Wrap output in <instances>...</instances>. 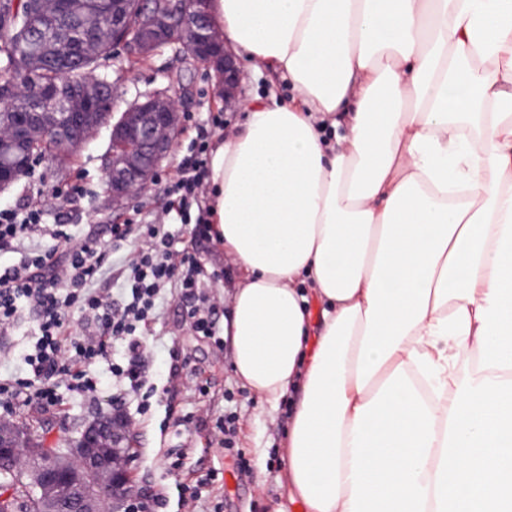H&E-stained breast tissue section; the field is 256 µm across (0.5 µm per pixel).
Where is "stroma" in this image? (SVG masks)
Masks as SVG:
<instances>
[{
  "label": "stroma",
  "mask_w": 512,
  "mask_h": 512,
  "mask_svg": "<svg viewBox=\"0 0 512 512\" xmlns=\"http://www.w3.org/2000/svg\"><path fill=\"white\" fill-rule=\"evenodd\" d=\"M239 64L244 80L241 102L233 112L224 109V95L215 75L170 46L159 48L146 59L117 50L111 58L100 61L99 71L112 84L113 111H124L141 94L164 90L175 98L181 115L204 125L221 119L225 134L230 135L239 130L251 104L285 103L290 99L287 77L270 67L254 69L252 62L244 58ZM189 140V132L175 133L171 153L157 183L136 190L122 209H113L106 190L105 167L112 147L110 131L106 128L100 129L88 143L75 147L65 164H58L51 152L36 154L33 177H20L9 193L0 196V206L23 205L33 190H40L47 221L54 224L62 210L60 200L53 196L54 190L78 181L85 195L72 212L73 232L84 234L95 230L100 239H107L108 225L124 223L136 209L141 212L142 223H154L164 215L168 202L166 183L188 155ZM171 229L179 247L189 248L202 264L211 294L216 300H223L225 291L232 288L238 276L223 245L214 240L196 241L188 224L175 221ZM180 314L177 300L169 299L163 316L150 324L143 335L146 366L156 385L165 384L169 377L172 352L187 354L188 362L181 367L168 398L152 402L147 412L139 411L138 398L126 401L124 412L132 421L134 485L146 493L166 488L167 504L161 512H178L179 483L215 472L219 478L209 485L208 496L212 504L221 506L222 512H300L278 483L284 464V411L269 412L265 402L235 379L223 333L211 338L194 336L180 326ZM34 338L33 319L29 314H22L12 335L0 337V376L15 379L24 376L23 357ZM97 370L103 376L97 399L82 400L65 391L60 405L53 410H19L10 414V421L27 428L48 446L64 436L77 435L85 423L112 411V382L107 376V362H100ZM199 383L206 385V393L196 391ZM190 413L214 418L234 414V448H221L211 436L196 435L193 429H178L177 419ZM183 442L192 451L184 458L179 472H170L171 452ZM258 443L269 449L262 467L257 466L253 450Z\"/></svg>",
  "instance_id": "obj_1"
}]
</instances>
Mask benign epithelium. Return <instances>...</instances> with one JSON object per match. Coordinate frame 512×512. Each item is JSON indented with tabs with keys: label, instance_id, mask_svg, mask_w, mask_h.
I'll return each mask as SVG.
<instances>
[{
	"label": "benign epithelium",
	"instance_id": "obj_1",
	"mask_svg": "<svg viewBox=\"0 0 512 512\" xmlns=\"http://www.w3.org/2000/svg\"><path fill=\"white\" fill-rule=\"evenodd\" d=\"M209 0H141L134 19L124 15V0H114L112 45L139 57L159 47L176 45L187 57L212 70L232 103L243 79L235 55L216 37ZM103 78L84 83L59 100L48 97L37 112H24L7 133L0 134V194L9 192L29 164L32 147L54 133L63 141L87 142L103 126L111 127L112 153L106 183L112 205L121 206L141 187L155 180L170 154L179 112L170 96L148 93L119 115L109 111ZM26 440L18 429L0 430V459L18 452ZM126 425L115 415L86 425L78 436L53 446L27 449L32 463L28 489L38 496L41 512H101L116 496L126 504L140 494L129 477Z\"/></svg>",
	"mask_w": 512,
	"mask_h": 512
}]
</instances>
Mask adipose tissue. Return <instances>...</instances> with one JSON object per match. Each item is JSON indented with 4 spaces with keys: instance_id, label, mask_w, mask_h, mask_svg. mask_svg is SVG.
<instances>
[{
    "instance_id": "obj_1",
    "label": "adipose tissue",
    "mask_w": 512,
    "mask_h": 512,
    "mask_svg": "<svg viewBox=\"0 0 512 512\" xmlns=\"http://www.w3.org/2000/svg\"><path fill=\"white\" fill-rule=\"evenodd\" d=\"M208 8L294 91L209 163L283 481L306 512H512V0Z\"/></svg>"
}]
</instances>
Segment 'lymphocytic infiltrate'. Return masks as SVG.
I'll return each instance as SVG.
<instances>
[{"instance_id":"lymphocytic-infiltrate-1","label":"lymphocytic infiltrate","mask_w":512,"mask_h":512,"mask_svg":"<svg viewBox=\"0 0 512 512\" xmlns=\"http://www.w3.org/2000/svg\"><path fill=\"white\" fill-rule=\"evenodd\" d=\"M211 132L194 127L191 154L184 158L166 193L177 205L182 223L193 233L208 237L203 177L207 172ZM40 207L0 208V256L19 255L16 264L0 266V335H9L20 309H28L37 323V340L25 357L27 375L0 380L6 408L16 406L48 411L60 403L57 389L83 399H94L100 386L92 370L106 358L107 350L120 346L122 355L112 363V403L124 405L130 395H158L149 381L140 333L155 320L166 296L178 298L183 321L197 335L216 333L217 307L203 288L198 261L177 249L166 225L113 224L108 229L109 248L91 233L72 235L68 225L47 224ZM48 237L58 251L29 249L31 240ZM138 245L130 253L121 248L129 240ZM121 252L118 270L106 262L107 251ZM114 274L117 301H110L100 283ZM77 308L81 331L71 329L66 311Z\"/></svg>"}]
</instances>
